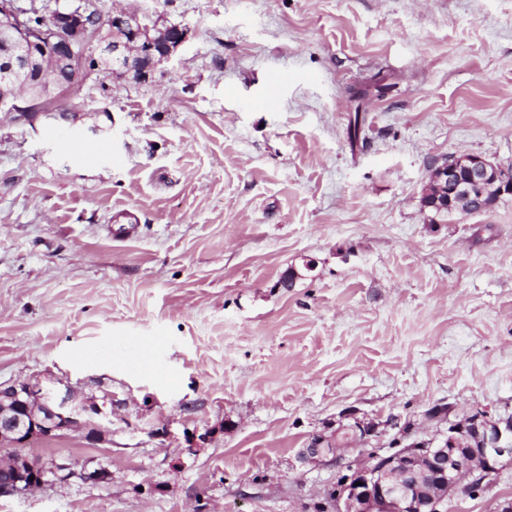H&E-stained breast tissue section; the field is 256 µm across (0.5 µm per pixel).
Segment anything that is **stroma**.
Masks as SVG:
<instances>
[{
    "instance_id": "35a3bbf8",
    "label": "stroma",
    "mask_w": 512,
    "mask_h": 512,
    "mask_svg": "<svg viewBox=\"0 0 512 512\" xmlns=\"http://www.w3.org/2000/svg\"><path fill=\"white\" fill-rule=\"evenodd\" d=\"M130 7L190 32L152 79L0 112V383L111 392L101 440L22 453L112 480L0 512H317L343 470L299 452L343 410L384 453L436 404L512 414V198L421 204L450 154L512 168V0ZM506 498L507 461L448 512Z\"/></svg>"
}]
</instances>
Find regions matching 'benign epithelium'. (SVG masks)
<instances>
[{
	"instance_id": "1",
	"label": "benign epithelium",
	"mask_w": 512,
	"mask_h": 512,
	"mask_svg": "<svg viewBox=\"0 0 512 512\" xmlns=\"http://www.w3.org/2000/svg\"><path fill=\"white\" fill-rule=\"evenodd\" d=\"M29 14L15 0H0V32L6 46L0 70L12 76L28 71L35 59L33 47L44 43L71 54L77 64L66 82H50L42 68L32 85L25 86L26 95L0 99L1 111L21 116L33 110L32 102L38 100L35 89L53 86L60 95L79 81L88 70L83 47L89 39L100 45L112 42L113 77L138 83L149 81L154 69L188 39L185 28L171 25L168 36L126 10L103 22L96 13L79 7H57L39 15L40 24L35 27L27 22ZM491 177L498 182V196H512V173L480 155H450L437 168L436 180L445 188V197L428 192L422 205L469 215L484 213L489 210L482 204L484 188ZM446 421L448 430L440 437L414 441L398 454L367 453L329 498L332 512H447L448 496L471 486L486 488L502 462L512 461V415L493 418L485 410H475L459 418L450 406ZM110 422V392L79 397L70 386L47 377L0 384L1 443L21 447L65 431L96 440ZM380 427L354 410H345L334 433L313 435L300 456L305 461L335 460L341 446L364 447L378 436ZM72 478L100 484L112 474L102 466L73 470L65 464L29 459L23 466L9 459L0 463V497L24 496Z\"/></svg>"
}]
</instances>
